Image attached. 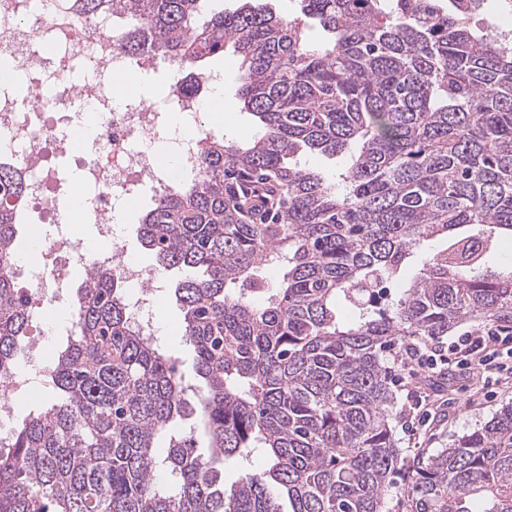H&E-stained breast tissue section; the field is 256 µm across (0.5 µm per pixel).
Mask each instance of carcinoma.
<instances>
[{
  "label": "carcinoma",
  "mask_w": 512,
  "mask_h": 512,
  "mask_svg": "<svg viewBox=\"0 0 512 512\" xmlns=\"http://www.w3.org/2000/svg\"><path fill=\"white\" fill-rule=\"evenodd\" d=\"M73 0L122 21L121 49L199 71L229 46L260 131L212 137L200 175L137 218L174 297L208 453L184 425L196 386L143 335L123 282L85 269L74 335L52 361L57 398L0 447V512H383L401 463L385 348L464 322L512 321V45L464 15L423 26L402 0ZM325 37L308 39L309 23ZM348 153L330 184L294 157ZM0 160V198L21 196ZM19 217L0 205V380L18 367L31 309L16 282ZM442 246L424 252L427 243ZM282 271L276 286L265 271ZM407 283L387 308L380 285ZM266 468L224 485V462ZM411 512H512V408L409 466Z\"/></svg>",
  "instance_id": "cac0c4a2"
}]
</instances>
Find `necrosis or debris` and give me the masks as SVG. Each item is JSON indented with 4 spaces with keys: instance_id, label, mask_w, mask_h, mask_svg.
<instances>
[{
    "instance_id": "necrosis-or-debris-1",
    "label": "necrosis or debris",
    "mask_w": 512,
    "mask_h": 512,
    "mask_svg": "<svg viewBox=\"0 0 512 512\" xmlns=\"http://www.w3.org/2000/svg\"><path fill=\"white\" fill-rule=\"evenodd\" d=\"M118 21L79 15L73 0H0V59L11 60L18 73L12 85H0V159L22 166L26 192L15 207L24 222L51 225L38 241V262L18 259L26 274L27 299L32 308L64 300L70 265L93 263L110 268L122 282L137 289L130 306L135 321L153 330L150 313L155 297L152 284L158 272L137 264L117 241L115 213L144 193L169 187L158 156L159 145L188 173H196L202 145L211 136L201 112L213 77L199 76L193 88L172 90L162 99L144 98L137 80L158 70L185 72L176 57L157 58L147 52L133 59L119 47ZM89 78L78 84L76 70ZM127 72L134 83L124 87L122 108H114L111 77ZM94 105L96 152L88 156L76 147L71 130L86 118L84 102ZM192 128L193 136L166 140L173 119ZM70 157L81 174L79 186L60 180L50 156ZM79 197L85 223L95 225L103 246H87L76 224L62 213V200ZM50 338L37 323L31 347L41 349L36 365L20 364L0 382V443L11 436L19 391L34 390L48 373L52 359L44 349Z\"/></svg>"
}]
</instances>
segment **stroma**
I'll use <instances>...</instances> for the list:
<instances>
[{
  "instance_id": "1",
  "label": "stroma",
  "mask_w": 512,
  "mask_h": 512,
  "mask_svg": "<svg viewBox=\"0 0 512 512\" xmlns=\"http://www.w3.org/2000/svg\"><path fill=\"white\" fill-rule=\"evenodd\" d=\"M210 65L214 72L228 74L224 82V118L213 124L216 135L238 143L250 140L258 124L242 111L237 98V58L228 51L223 58L211 60ZM176 279V274L171 273L158 281L154 313L164 316L165 322L158 325L157 335L190 380L194 377V352L179 332L182 314L172 291ZM387 370L394 393L391 426L407 463L449 447L463 434L481 428L503 407L512 405V380L488 385L480 376L452 369L447 379L435 381L424 370L408 373L393 363L388 364Z\"/></svg>"
}]
</instances>
